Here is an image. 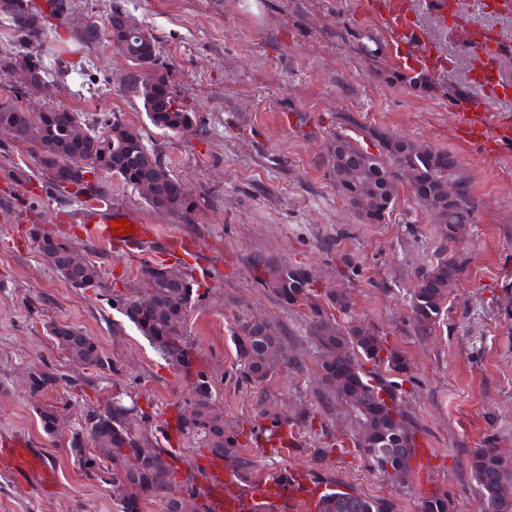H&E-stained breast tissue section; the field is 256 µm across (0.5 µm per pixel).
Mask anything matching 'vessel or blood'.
Wrapping results in <instances>:
<instances>
[{
  "mask_svg": "<svg viewBox=\"0 0 512 512\" xmlns=\"http://www.w3.org/2000/svg\"><path fill=\"white\" fill-rule=\"evenodd\" d=\"M355 11L361 18L377 22L387 46L404 47L405 61L412 71L434 76L445 72V60L432 51L427 34L417 23L411 0H357ZM471 82L487 97L512 96V83L505 79L494 57H487L473 68ZM458 109L456 132L460 141L479 146L484 157L490 159L512 148L511 114L487 111L472 100L459 102ZM69 219L83 225L88 237L116 252L133 253L155 236L151 225L104 206L72 209ZM119 220L125 221L124 230H117L115 223ZM0 464L20 481H31L44 489L56 480L54 470L37 449L21 440L0 446ZM204 465L209 479L201 502L206 512H320L327 492L301 468L279 470L245 482L223 460L208 458Z\"/></svg>",
  "mask_w": 512,
  "mask_h": 512,
  "instance_id": "obj_1",
  "label": "vessel or blood"
}]
</instances>
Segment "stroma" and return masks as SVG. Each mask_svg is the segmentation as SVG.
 Instances as JSON below:
<instances>
[{"instance_id":"1","label":"stroma","mask_w":512,"mask_h":512,"mask_svg":"<svg viewBox=\"0 0 512 512\" xmlns=\"http://www.w3.org/2000/svg\"><path fill=\"white\" fill-rule=\"evenodd\" d=\"M67 23L49 27L48 46L62 50L68 71L51 104L103 120L118 115L154 149L188 191L182 216L149 206L111 177L100 184L112 208L127 210L183 250H199L200 287L186 332L198 363L215 380V400L238 430L258 475L290 463L320 478L416 512L426 485L449 492L456 512H483L466 462L474 449L512 450V153L482 158L457 140L454 105L471 93L467 72L478 55L467 36L470 19L449 17L437 36L451 69L423 94L396 81L372 23L358 19L353 0H74ZM125 11L158 40L162 70L173 93L196 114L192 125L165 132L147 119L142 101L126 88L131 66L108 29L112 10ZM97 23L100 41L83 47V24ZM380 131L423 142L454 155L475 200L472 224L457 242L442 240L438 225L408 191L385 222L362 223L336 189L327 146L344 136L359 147ZM36 170L26 145L0 133V442L25 440L55 470L52 491L20 484L0 466V512H118L109 484L87 479L39 422V410L60 409L66 427L83 405L120 382L155 421L172 419L173 404L191 397L188 381L168 367L149 341L108 302L106 289L140 296L149 255L127 256L86 237L62 213L75 198L58 195L43 179L9 180L17 166ZM67 237L98 262L103 288H76L37 252L31 226ZM459 258L463 271L432 332L419 333L410 297L419 269L438 253ZM264 256L308 269L319 305L339 324L358 321L378 330L387 347L410 363L401 387L405 405L423 432L427 455L408 488L364 466L350 437L344 406L319 397L309 310L288 306L256 283L252 259ZM344 295L347 310L332 304ZM264 317L285 333L289 364L256 385L241 373L236 344L243 321ZM67 324L93 337L117 374L90 379L57 347L49 329ZM51 369L66 384L31 392L27 376ZM275 411L300 440L284 460L260 443L263 410ZM313 413L322 427L301 425ZM331 447L329 455L315 449Z\"/></svg>"}]
</instances>
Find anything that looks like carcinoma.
I'll return each mask as SVG.
<instances>
[{
  "instance_id": "obj_1",
  "label": "carcinoma",
  "mask_w": 512,
  "mask_h": 512,
  "mask_svg": "<svg viewBox=\"0 0 512 512\" xmlns=\"http://www.w3.org/2000/svg\"><path fill=\"white\" fill-rule=\"evenodd\" d=\"M73 0H52L49 16L62 22L70 15ZM43 13L30 8L27 0H0V29L9 38L32 47L34 81L22 87L10 85L12 97L0 100V132L12 140L30 146L36 158L38 171L49 187L60 194L66 186L75 185L74 196L83 195L87 207L106 202L100 188V175L85 179L89 170L78 164L73 155L76 148L69 142L71 117L67 110H46L44 134L33 115L23 111L20 99L45 95L53 85L62 59L48 60L43 55ZM158 45L144 57V70L130 71L126 87L143 102L147 119L153 126L167 132H177L192 123L193 113L173 94L168 75L158 64ZM12 51L0 49V78L12 79L14 73ZM150 70L153 85L162 95L154 96L144 87L145 70ZM397 79L415 89L429 92L435 88L431 77L423 73H401ZM112 118L103 120L101 129L85 122V147L97 154V167L104 174L135 189L155 208L163 206L173 213H185L191 206L188 193L173 177L169 167L155 151L147 148L137 133L127 137H104L112 128ZM373 145L386 153L389 160L375 156L367 149L356 150L344 138L334 141L335 153L329 154L330 173L336 189L348 197L352 187L373 185L382 194L395 198L405 186L404 174L418 172L421 206L432 212L433 222L440 225L446 242L456 240L461 227L472 221L474 201L468 179L460 174L455 164H447V153L419 146L412 154L402 149L410 141L385 133L373 134ZM451 181L457 186L455 199L447 206L429 200L428 192L439 184ZM252 271L255 280L280 302L296 305L315 296L316 280L307 269L258 257ZM462 263L443 256L436 263L419 272L423 287L411 297V311L417 330L432 331L440 317ZM139 274L153 289L157 299L155 308L139 305L138 300L120 295L111 297L112 304L153 345L165 363L190 377L193 407L192 416H179L178 427L186 439L197 445L195 451L214 458L230 459L234 469L246 478L257 470V461L249 453L239 450L234 431L224 423V416L212 411L214 386L203 370L190 371L193 345L186 334V322L195 283L188 273L164 262L145 263ZM81 288L102 287L101 270L96 262L85 265L80 280L67 279ZM243 338L238 343V357L243 375L252 383L261 385L287 363L284 354V333L269 322L259 326L242 324ZM50 333L58 338V346L66 354L99 375L119 369L100 351L96 341L71 326L54 325ZM308 335L315 344L320 372L322 394L325 400L342 403L353 418L355 447L365 466L384 476H390L407 488L408 476L416 456L419 433L411 413L401 405L399 383L389 380L384 373L404 377L408 361L399 351L385 345L374 330L357 324L338 327L326 320L317 308L312 310ZM371 369H365L366 365ZM62 380V374L43 370L31 375L30 390L39 392ZM132 398L126 389H119L101 409L86 405L81 411L78 426L70 431L68 454L80 473L112 485V495L121 506V512H137L136 496L162 499L165 512H176L179 501L188 497L199 501L201 487L206 479L199 467L188 465L185 479L176 481L177 468L173 455L161 447L157 436L149 432L150 416L138 409L137 402L128 406L124 398ZM44 432L51 436L61 429L60 414L53 406L39 413ZM468 466L484 503V512H512V453L493 445L477 448L470 455ZM322 512H399L398 504L386 498L368 496L356 489L344 492L336 486L327 497ZM417 512H454L453 499L442 491L420 497Z\"/></svg>"
}]
</instances>
